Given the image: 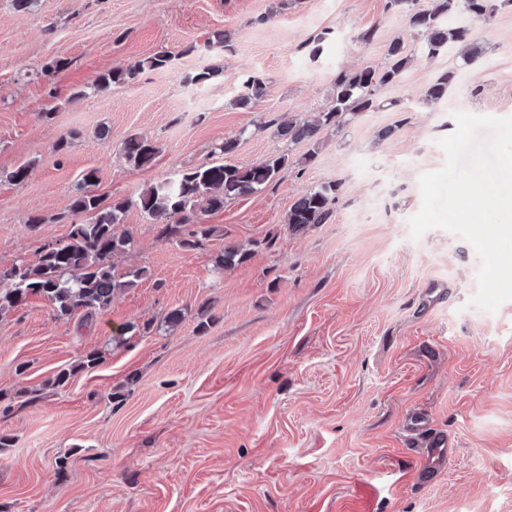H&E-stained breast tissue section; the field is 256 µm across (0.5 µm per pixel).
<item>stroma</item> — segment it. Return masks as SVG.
Here are the masks:
<instances>
[{"label":"stroma","mask_w":512,"mask_h":512,"mask_svg":"<svg viewBox=\"0 0 512 512\" xmlns=\"http://www.w3.org/2000/svg\"><path fill=\"white\" fill-rule=\"evenodd\" d=\"M386 2L32 0L18 11L0 0V269L68 235L86 170L112 200L214 161L227 139L231 164L292 159L276 183L207 214L214 233L196 250L127 210L134 242L116 271L148 275L93 321L54 317L38 296L0 315V435L11 440L0 512H512V300L471 307L473 247L439 228L415 240L409 226L455 113L512 117V7L471 22L485 49L477 68L459 47L431 58L408 40L413 61L381 107L322 130L309 165L298 163L308 143L268 125L329 108L338 72L384 64L406 35ZM368 27L375 40L358 44ZM217 29L227 50L206 43ZM320 32L313 60L307 41ZM159 51L171 68L95 91L107 70ZM54 58L65 67L44 76ZM212 66L209 82L186 84ZM448 70L457 82L427 101ZM250 75L265 98L234 106ZM76 88L86 96L71 99ZM134 135L158 147L150 167L124 160ZM26 162L28 179L7 182ZM329 181L341 186L331 220L289 231L290 206ZM34 215L45 222L33 230ZM230 244L248 260L215 270ZM174 309L181 322L164 324ZM148 322L149 334L112 338L116 325ZM92 350L102 364L80 369ZM437 434L449 444L439 464Z\"/></svg>","instance_id":"obj_1"}]
</instances>
